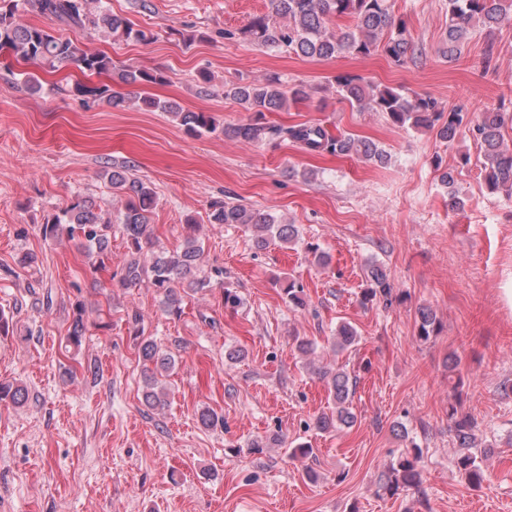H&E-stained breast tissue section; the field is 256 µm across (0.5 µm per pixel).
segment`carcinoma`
Listing matches in <instances>:
<instances>
[{
    "mask_svg": "<svg viewBox=\"0 0 512 512\" xmlns=\"http://www.w3.org/2000/svg\"><path fill=\"white\" fill-rule=\"evenodd\" d=\"M272 13L254 17L248 26L238 32L224 31V37L240 35L265 49H276L300 58L325 61L339 56H369L382 51L392 63L402 66L412 59L414 47L407 35L406 24L395 19L391 0H270ZM33 11L48 20L71 23L90 30L112 41L146 39V33L133 29L124 19L112 13L103 0H0V48L9 49L16 61L39 69H54L61 64L72 65L87 75L110 74L115 69L112 57L104 52L87 50L83 43L56 33L46 24L25 22L22 14ZM346 20L350 25L336 31L333 25ZM512 24V0H448V25L441 55L453 60L471 30L482 27L487 34ZM119 79L128 85H150L165 82L157 72L126 66L118 70ZM336 96L351 107L364 111L371 109L386 114L393 125L436 131L439 139L451 144L464 131H469L479 147L481 173L490 193L512 196V147L505 143L504 131L512 125V111L501 104L478 113L474 120H466L463 112L450 109L443 112L431 97L410 94L398 87L376 85L364 77L340 74L334 77ZM78 96H92L106 105L117 108L126 100L109 92L105 86L96 87L77 83L69 89H60ZM224 97L251 113L247 120L220 124L209 112L184 109L180 104L153 97H144L141 103L150 110L166 112L193 136L221 132L228 139L262 142L274 134L300 144L308 151L326 150L340 155L355 156L366 162L385 166L390 154L372 140L352 134L336 138L327 135L318 125L300 124L275 129L264 122L265 113L288 109L292 104L310 98L303 84L287 85L279 75L263 80H244L224 84ZM107 182L111 194L125 198L118 224L125 240L127 254L122 267L120 283L124 287L148 281L160 296V309L169 316L181 313L183 298L204 288L210 281L202 276L203 249L198 239L189 235L181 249L170 252L160 249L143 257L144 245L151 243L150 214L156 195L150 183L129 173L124 166H114ZM210 224H244L256 233V244L264 247L276 240L283 244L298 242V229L283 224L270 213L237 204H217L207 213ZM45 238L58 241L62 237L77 239L88 258L99 264L108 257L112 238V219L105 215L101 204L92 197L75 195L70 203L43 226ZM370 287L362 295L363 303L375 299L389 300L391 283L380 266H372L368 275ZM86 309L76 304L69 325L67 345L77 349L86 336ZM418 338L426 341L434 335L439 324L429 307L417 309ZM357 341L354 328L346 323L336 329L331 351L346 350ZM146 373L143 380L144 405L155 411L168 406V394L160 385L159 376L175 367V358L152 340H144L138 347ZM325 381L333 400L331 412L316 416L313 428L329 433L349 428L356 422L351 403L357 389V378L342 368L323 367L317 370ZM28 399L25 388L18 383L0 382V402L22 406ZM460 396L448 404V421L457 445L454 458L456 468L470 485L479 487L486 476L474 449L477 448V421L458 410ZM199 423L214 429L224 426V417L210 408L198 413ZM421 452L419 448L400 455L396 465L381 476L379 490L391 496L399 490L420 483Z\"/></svg>",
    "mask_w": 512,
    "mask_h": 512,
    "instance_id": "1",
    "label": "carcinoma"
}]
</instances>
